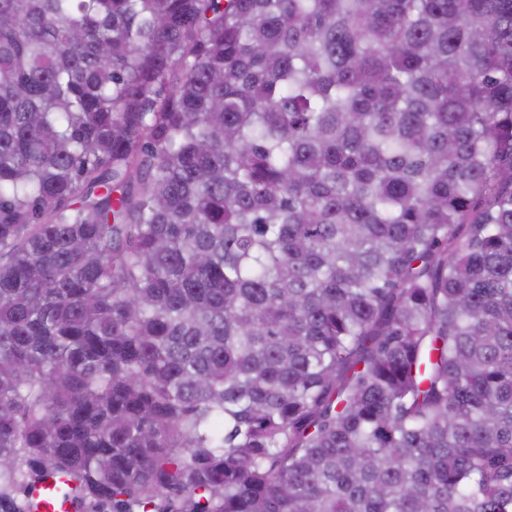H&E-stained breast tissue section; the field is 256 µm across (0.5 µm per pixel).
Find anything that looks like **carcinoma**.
<instances>
[{"label": "carcinoma", "instance_id": "1", "mask_svg": "<svg viewBox=\"0 0 512 512\" xmlns=\"http://www.w3.org/2000/svg\"><path fill=\"white\" fill-rule=\"evenodd\" d=\"M512 512V0H0V512Z\"/></svg>", "mask_w": 512, "mask_h": 512}]
</instances>
